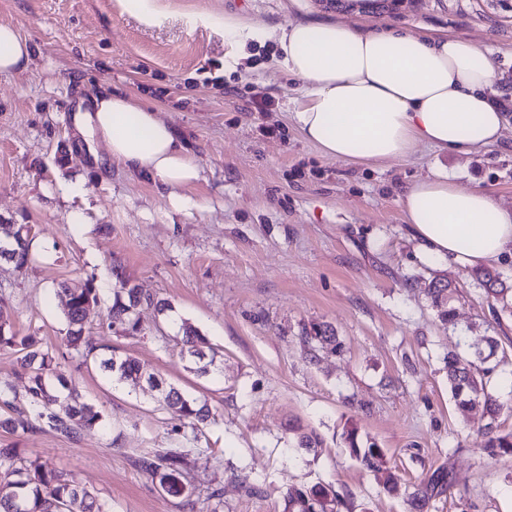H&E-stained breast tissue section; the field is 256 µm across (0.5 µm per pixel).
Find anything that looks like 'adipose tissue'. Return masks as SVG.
Listing matches in <instances>:
<instances>
[{"mask_svg":"<svg viewBox=\"0 0 512 512\" xmlns=\"http://www.w3.org/2000/svg\"><path fill=\"white\" fill-rule=\"evenodd\" d=\"M268 37L303 85L293 119L324 156L387 162L409 158L420 144L471 152L501 142L495 67L471 40L364 31L340 21H290ZM31 56L19 31L0 24V73L27 68ZM77 122L131 173L168 188L175 209L194 206L181 189L198 179L197 160L157 112L106 91ZM401 207L425 256L474 268L512 255V209L486 190L458 188L436 172L410 185Z\"/></svg>","mask_w":512,"mask_h":512,"instance_id":"ef3b65f1","label":"adipose tissue"}]
</instances>
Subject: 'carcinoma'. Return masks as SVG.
Listing matches in <instances>:
<instances>
[{
    "label": "carcinoma",
    "instance_id": "obj_1",
    "mask_svg": "<svg viewBox=\"0 0 512 512\" xmlns=\"http://www.w3.org/2000/svg\"><path fill=\"white\" fill-rule=\"evenodd\" d=\"M0 233L12 237V248L19 249L15 264L23 267L28 260L31 245L29 229L24 224H0ZM118 288L114 289V301L108 311L107 319L112 327L135 331L139 327V308L143 304L154 305L159 312L167 310V305L153 302L143 297L140 291L130 285L129 279L120 268H113ZM474 275L485 286L488 296L501 305L504 311L512 312V284L505 280L493 267H482ZM456 287L449 281L433 280L428 284L426 293L432 303L440 308L442 320L452 322L455 309L452 307ZM58 293L67 296L66 321L68 325L69 346L76 354L91 359L99 367L118 381L144 380L154 385L162 394L163 404L179 421L173 428L178 433L189 427L199 430L200 425L210 420L208 405L191 398L178 389L165 384L153 374H147L140 362L131 356L110 357L96 352L93 347H82L83 332L90 306L97 304L98 295L95 288H69L59 285ZM305 342L316 341L321 347L336 352L341 343L333 329L327 325H316L312 332L304 337ZM182 342L192 370L198 375L210 372L215 359V352L208 350V342L197 330L187 327ZM499 347L494 336L484 337V346L475 347L473 358L469 359L459 353H448V384L458 406L467 408L477 400H482L485 442L481 452L489 457L512 456V431L504 433L499 429V418L508 404L487 391L489 378L497 365L489 364ZM0 349L13 350L20 354V366L27 374L26 400L28 411L20 412L15 417L0 418V428L16 433L33 428V422H41L61 435L73 438L82 428H92L102 422L101 413L91 404L80 399L74 393L68 394L71 403L63 408H55L59 398L52 386V380L68 388L65 378L58 373L57 357L45 350L37 336L28 334L19 336L0 324ZM344 440L349 454L365 469L375 473H386L384 489L390 494L400 492V478L388 466L383 449L376 444L361 447L358 441V429L350 424L346 427ZM18 452L13 447L0 448V471L9 479L0 482V512H111L107 502L98 500L76 479L68 478L37 460L17 465ZM138 465L151 478L158 481L166 494L190 499L192 490L187 480L189 453L185 448H161L138 458ZM452 486L451 473L442 465L414 486L408 494L412 508L427 509L437 499L447 495ZM346 502L334 490L324 486L310 489L294 487L288 490L284 498V512H341Z\"/></svg>",
    "mask_w": 512,
    "mask_h": 512
}]
</instances>
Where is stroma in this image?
<instances>
[{
	"label": "stroma",
	"instance_id": "1",
	"mask_svg": "<svg viewBox=\"0 0 512 512\" xmlns=\"http://www.w3.org/2000/svg\"><path fill=\"white\" fill-rule=\"evenodd\" d=\"M317 0H0V24L16 27L32 57L0 74V224H25L41 251L24 268L0 261V323L34 334L103 425L66 438L45 424L0 431V447L41 459L109 502L111 512H202L203 502L164 493L139 455L190 451L197 494L220 489L219 512H282L289 488L332 487L347 512H413L382 487L344 443L377 444L403 486L448 466L453 483L429 512H512V456L481 454L482 405L455 402L443 361L482 337L504 356L487 384L512 397V317L501 314L470 270L421 255L400 197L440 170L512 207V0H415L393 11ZM233 16L257 30L290 21H342L364 30L459 35L493 60L506 124L499 147L468 154L418 146L404 161L357 164L323 156L293 118L298 85L274 42L248 40L238 58L224 36ZM237 88L234 96L225 87ZM105 89L158 112L196 154L197 205L174 210L168 192L131 174L76 124ZM274 99L267 112L256 102ZM84 224H69L70 213ZM151 298L137 331L110 327L113 267ZM441 278L457 288L443 322L425 294ZM99 294L88 343L132 356L214 420L179 438L157 391L113 380L67 346L60 283ZM162 301L171 314H157ZM330 325L343 348L309 351L301 336ZM193 327L217 357L188 368L181 336ZM319 434L316 453L296 448L289 426ZM259 492H249V484Z\"/></svg>",
	"mask_w": 512,
	"mask_h": 512
}]
</instances>
